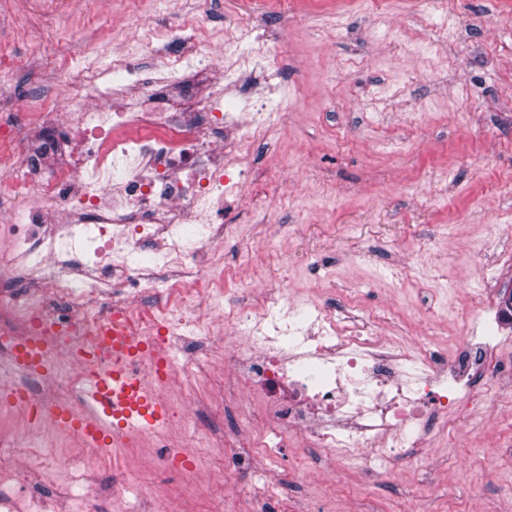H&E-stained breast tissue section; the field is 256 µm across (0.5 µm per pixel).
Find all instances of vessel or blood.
<instances>
[{"mask_svg": "<svg viewBox=\"0 0 512 512\" xmlns=\"http://www.w3.org/2000/svg\"><path fill=\"white\" fill-rule=\"evenodd\" d=\"M112 354L109 368L91 374L83 392L82 405L88 417L82 418V432L93 438L111 433L113 443L124 442L131 433H145L165 422L167 402L144 379L126 369L128 358L156 360L155 352L139 348L126 330H113L103 341Z\"/></svg>", "mask_w": 512, "mask_h": 512, "instance_id": "obj_1", "label": "vessel or blood"}]
</instances>
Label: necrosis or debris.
<instances>
[{
	"mask_svg": "<svg viewBox=\"0 0 512 512\" xmlns=\"http://www.w3.org/2000/svg\"><path fill=\"white\" fill-rule=\"evenodd\" d=\"M214 30L213 19L201 13L179 42L154 31L138 36L142 58L159 59L158 72L143 71L116 54L108 69L76 77L68 112L43 106L37 114L47 141L77 135L68 165L36 185L23 177L0 183V194L19 202L0 223V265L54 261L61 239H77L97 271L87 287H107V272L117 268L132 285L106 317L89 314L62 280L49 289L56 300L52 306L36 293L6 289L9 307L23 309L25 318L18 326L0 319V351L9 352L12 339L22 336L43 343L49 363L45 372L11 373L16 404L27 417L40 419L65 405L62 390L79 387L90 375L91 368L75 362L74 352L91 346L116 322L135 342L160 353L158 366L135 358L128 369L167 395L172 423L199 414L168 396L173 378L191 380L199 373L197 362L177 358L175 345L183 337L186 312L212 305L224 291L186 287L185 247L177 227L208 224L223 214L225 198L253 175L250 145L267 138L274 125L263 111L246 117L225 111L233 74L213 66L184 74V61L210 42ZM117 74L126 76L135 105L113 91ZM147 240L157 241L171 277L148 280L143 268L130 264V253ZM158 289L176 300L180 316L139 323L135 314L143 295ZM273 312L285 323L272 333L267 319ZM292 316L287 289L265 288L251 306L232 314L247 325V336L224 346V392L245 409L232 441H225L217 424L210 434L215 447L228 442L251 449L250 462L259 469L271 468L292 439L347 466L389 469L410 447L427 412L444 413L471 398L474 377L493 352L489 342L474 336L461 346L456 365L427 345L395 355L393 339L379 336L369 319L346 320L320 308L311 328L297 326ZM0 447L23 451L0 472V512H16L17 486L38 481L30 465L37 451L2 426Z\"/></svg>",
	"mask_w": 512,
	"mask_h": 512,
	"instance_id": "4bbe7bcc",
	"label": "necrosis or debris"
}]
</instances>
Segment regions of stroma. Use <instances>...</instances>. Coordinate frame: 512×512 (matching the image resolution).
Listing matches in <instances>:
<instances>
[{
	"instance_id": "35a3bbf8",
	"label": "stroma",
	"mask_w": 512,
	"mask_h": 512,
	"mask_svg": "<svg viewBox=\"0 0 512 512\" xmlns=\"http://www.w3.org/2000/svg\"><path fill=\"white\" fill-rule=\"evenodd\" d=\"M225 0H0V52L16 58L0 91V124L14 133L11 165L26 170L41 142L35 101L66 111L61 79L88 63L108 67L131 53L133 24L187 32L198 13L224 19ZM269 57L288 51L277 84L243 79L235 111L262 106L277 122L251 146L255 169L229 198L231 238L212 256L226 273L220 309L198 312L189 348L204 372L179 385L190 403L224 381V345L244 335L230 314L237 282L284 283L299 314L328 306L342 317L370 314L379 335L409 353L431 343L456 356L484 333L475 289L491 287L503 354L512 357V0H280L257 18ZM59 267L74 295L99 315L124 287L89 291L68 242ZM429 425L422 448L406 449L392 477L331 471L323 455L283 449L281 512H512V379L497 405ZM198 464L165 466L163 448H136L88 462L103 491L124 490L126 512H259L262 480L238 467L240 448L218 451L187 437ZM46 512H100L84 484L65 472L40 483Z\"/></svg>"
}]
</instances>
